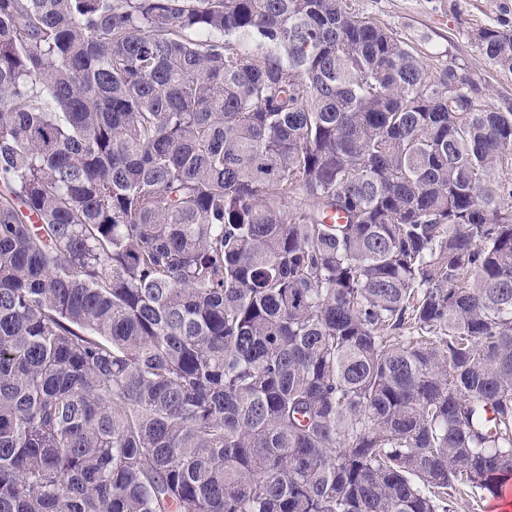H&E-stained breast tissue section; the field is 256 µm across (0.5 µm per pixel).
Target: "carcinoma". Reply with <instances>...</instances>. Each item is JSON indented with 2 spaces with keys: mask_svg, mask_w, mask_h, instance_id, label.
Here are the masks:
<instances>
[{
  "mask_svg": "<svg viewBox=\"0 0 512 512\" xmlns=\"http://www.w3.org/2000/svg\"><path fill=\"white\" fill-rule=\"evenodd\" d=\"M509 477L511 98L348 0H0V512Z\"/></svg>",
  "mask_w": 512,
  "mask_h": 512,
  "instance_id": "obj_1",
  "label": "carcinoma"
}]
</instances>
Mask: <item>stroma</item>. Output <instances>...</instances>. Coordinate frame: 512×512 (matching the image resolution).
Here are the masks:
<instances>
[{"label": "stroma", "instance_id": "1", "mask_svg": "<svg viewBox=\"0 0 512 512\" xmlns=\"http://www.w3.org/2000/svg\"><path fill=\"white\" fill-rule=\"evenodd\" d=\"M379 26L397 33L431 69L450 67L474 80L489 102L512 98V72L479 51L482 27L512 28V0H350Z\"/></svg>", "mask_w": 512, "mask_h": 512}]
</instances>
